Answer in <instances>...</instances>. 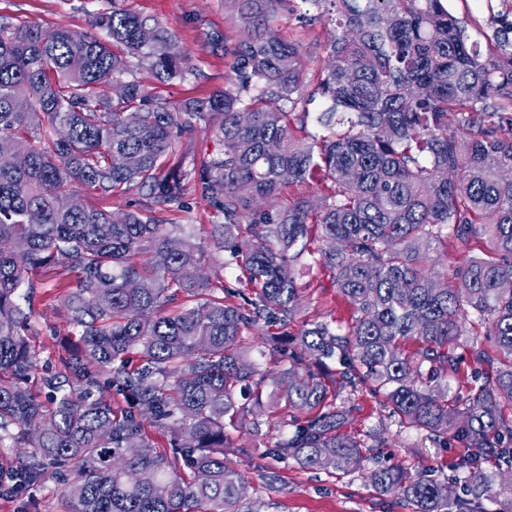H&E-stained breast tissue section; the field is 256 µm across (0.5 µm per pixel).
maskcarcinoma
Segmentation results:
<instances>
[{"mask_svg": "<svg viewBox=\"0 0 512 512\" xmlns=\"http://www.w3.org/2000/svg\"><path fill=\"white\" fill-rule=\"evenodd\" d=\"M306 5L328 6L315 19L340 29L307 95L317 53L274 30L284 12L307 19ZM224 10L235 34L214 31L207 47L229 81L183 105L131 73L135 61L162 84L185 78L190 50L156 18L114 7L96 18L101 39L0 20V448L21 449L13 492L62 464L67 512H242L245 482L224 448L228 428L262 406L267 374L241 338L276 327L274 396L307 416L281 433L274 460L364 469L312 370L334 361L340 387L382 392L400 424L468 448L458 470L478 495H512L483 468H512V136L499 134L512 112V27L485 55L445 0H224ZM318 98L326 134L309 142ZM201 126L220 149L170 162ZM315 167L325 190L286 198ZM80 186L127 209L77 206ZM190 191L212 215L206 240L168 218L190 213ZM271 198L284 203L257 206ZM480 233L487 257L430 287L429 255ZM311 252L354 312L344 330L290 335L295 267ZM209 263L241 267L253 295L233 302L197 273ZM60 267L68 280L36 294L35 277ZM59 297L79 343L62 348L43 401L29 336L36 306ZM467 326L484 336L472 343L480 384L451 409L436 387L458 374ZM149 426L170 431L171 448H155ZM368 479L415 512H479L448 482L398 464Z\"/></svg>", "mask_w": 512, "mask_h": 512, "instance_id": "obj_1", "label": "carcinoma"}]
</instances>
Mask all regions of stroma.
<instances>
[{
    "instance_id": "1",
    "label": "stroma",
    "mask_w": 512,
    "mask_h": 512,
    "mask_svg": "<svg viewBox=\"0 0 512 512\" xmlns=\"http://www.w3.org/2000/svg\"><path fill=\"white\" fill-rule=\"evenodd\" d=\"M115 5L162 20L190 50L185 79L162 84L148 71L138 70V78L151 91L181 103L223 89L224 59L210 54L205 44L213 31L230 28L224 0H0V16L24 18L47 30L68 27L97 36L101 30L95 25L96 15ZM511 9L512 0H453L450 7L470 38L485 51L499 25V13ZM297 278L301 304L290 325L292 333L314 322L335 328L350 323L352 306L337 294L319 262L305 257L297 266ZM65 315L58 302L41 308L34 318L32 343L39 367L59 370L57 352L70 333ZM336 404L346 414L344 433L364 444L368 467L383 462L402 464L414 472L428 470L447 479L453 496L466 497L467 487L455 468L464 452L460 443L452 440L443 446L431 441L426 432L401 426L383 397L365 388L341 390ZM293 417L285 404H266L255 410L243 428L230 433L231 446L224 451V461L244 476L247 498L262 503L261 512H410L398 504L396 495L372 486L365 473L309 470L291 460H273L269 450L280 436L278 426ZM63 494V480L52 476L31 495H0V512H64Z\"/></svg>"
}]
</instances>
